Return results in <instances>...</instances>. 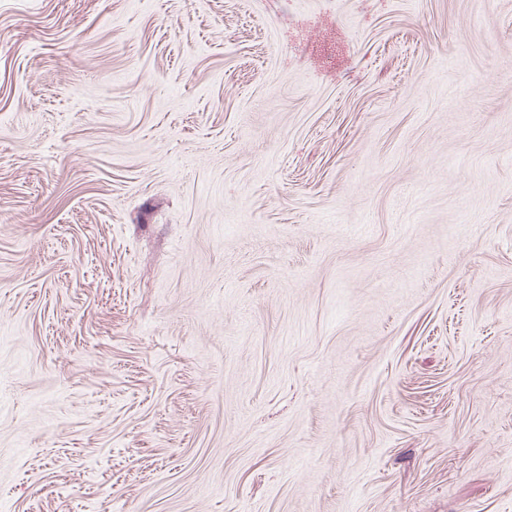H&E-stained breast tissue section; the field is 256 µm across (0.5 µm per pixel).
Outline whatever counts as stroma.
<instances>
[{"mask_svg":"<svg viewBox=\"0 0 512 512\" xmlns=\"http://www.w3.org/2000/svg\"><path fill=\"white\" fill-rule=\"evenodd\" d=\"M0 512H512V0H0Z\"/></svg>","mask_w":512,"mask_h":512,"instance_id":"obj_1","label":"stroma"}]
</instances>
